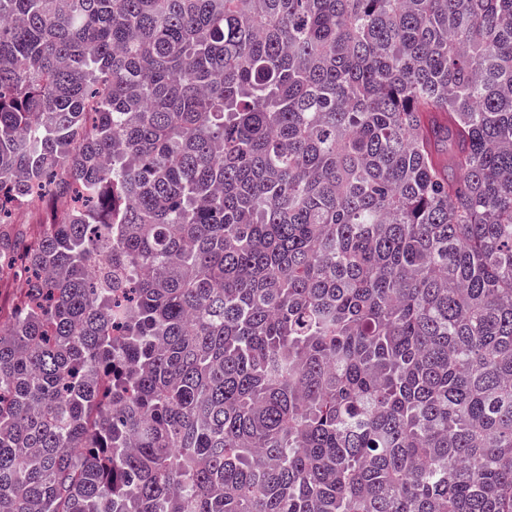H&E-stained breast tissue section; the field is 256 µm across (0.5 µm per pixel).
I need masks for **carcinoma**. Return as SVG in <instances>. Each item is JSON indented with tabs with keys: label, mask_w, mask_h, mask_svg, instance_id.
I'll use <instances>...</instances> for the list:
<instances>
[{
	"label": "carcinoma",
	"mask_w": 512,
	"mask_h": 512,
	"mask_svg": "<svg viewBox=\"0 0 512 512\" xmlns=\"http://www.w3.org/2000/svg\"><path fill=\"white\" fill-rule=\"evenodd\" d=\"M8 285L0 512H512V0H0Z\"/></svg>",
	"instance_id": "obj_1"
}]
</instances>
